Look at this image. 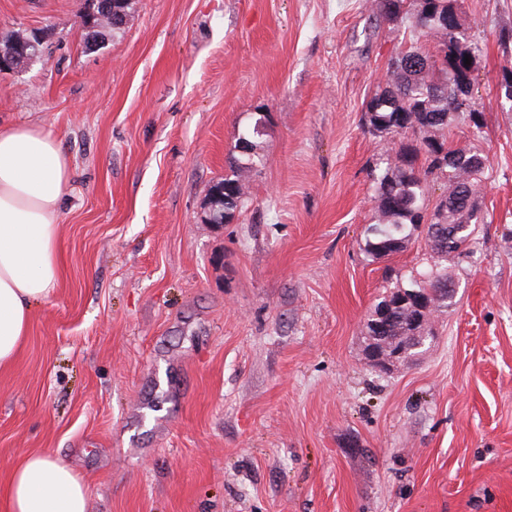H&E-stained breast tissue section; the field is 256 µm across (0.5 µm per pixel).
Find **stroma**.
<instances>
[{"label": "stroma", "mask_w": 512, "mask_h": 512, "mask_svg": "<svg viewBox=\"0 0 512 512\" xmlns=\"http://www.w3.org/2000/svg\"><path fill=\"white\" fill-rule=\"evenodd\" d=\"M84 3L0 0V32L42 36L0 72V121L72 167L58 285L0 369V484L46 451L88 512H512V0L457 3L478 114L448 140L489 158L484 222L432 344L389 372L367 315L432 259L418 233L363 250L400 145L364 113L419 0H136L94 50ZM258 118L244 202L206 223Z\"/></svg>", "instance_id": "obj_1"}]
</instances>
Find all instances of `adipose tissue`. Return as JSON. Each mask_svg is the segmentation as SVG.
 <instances>
[{"label":"adipose tissue","instance_id":"1","mask_svg":"<svg viewBox=\"0 0 512 512\" xmlns=\"http://www.w3.org/2000/svg\"><path fill=\"white\" fill-rule=\"evenodd\" d=\"M71 165L42 128L0 125V368L15 360L34 303L59 276V206ZM85 484L47 453L26 456L0 490V512H87Z\"/></svg>","mask_w":512,"mask_h":512}]
</instances>
